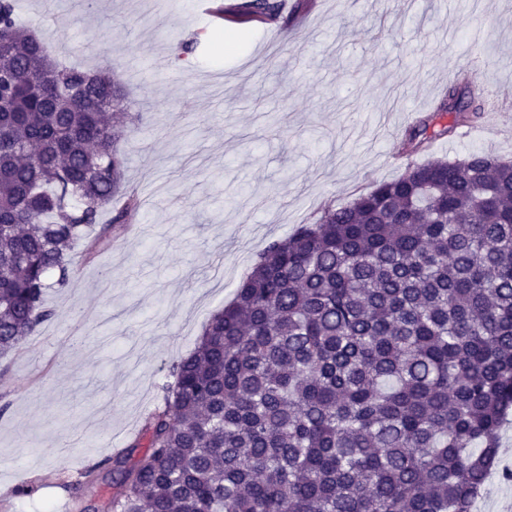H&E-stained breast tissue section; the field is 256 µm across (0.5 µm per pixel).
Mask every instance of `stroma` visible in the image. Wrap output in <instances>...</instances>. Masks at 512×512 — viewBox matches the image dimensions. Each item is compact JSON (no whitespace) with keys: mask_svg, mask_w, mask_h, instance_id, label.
I'll return each mask as SVG.
<instances>
[{"mask_svg":"<svg viewBox=\"0 0 512 512\" xmlns=\"http://www.w3.org/2000/svg\"><path fill=\"white\" fill-rule=\"evenodd\" d=\"M274 23L217 19L173 0H94L67 30L71 0H18V18L51 56L113 66L130 89L124 193L141 209L112 245L77 259L48 299L50 319L0 357V501L42 512L87 496L78 481L112 458L99 433L138 434L163 403L174 362L235 297L259 251L315 223L406 164L489 151L512 159V11L502 0H280ZM232 33L222 43L216 33ZM195 43L170 77L142 68ZM470 58L485 111L421 152H397L405 130L433 112ZM477 512H512V413ZM31 482V496L14 489Z\"/></svg>","mask_w":512,"mask_h":512,"instance_id":"obj_1","label":"stroma"}]
</instances>
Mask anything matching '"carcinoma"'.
Wrapping results in <instances>:
<instances>
[{
  "label": "carcinoma",
  "instance_id": "carcinoma-1",
  "mask_svg": "<svg viewBox=\"0 0 512 512\" xmlns=\"http://www.w3.org/2000/svg\"><path fill=\"white\" fill-rule=\"evenodd\" d=\"M0 0V355L50 316L127 158L113 71L65 67ZM275 22L277 0H239ZM454 83L417 150L478 114ZM448 118V123L439 120ZM131 194L86 249L125 230ZM141 434L83 473L112 512H472L512 409V160L408 165L268 243Z\"/></svg>",
  "mask_w": 512,
  "mask_h": 512
}]
</instances>
